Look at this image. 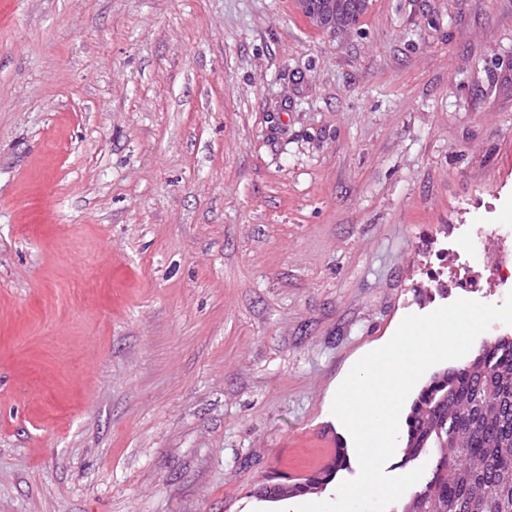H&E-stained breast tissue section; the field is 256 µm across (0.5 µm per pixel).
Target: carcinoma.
I'll list each match as a JSON object with an SVG mask.
<instances>
[{"label": "carcinoma", "mask_w": 512, "mask_h": 512, "mask_svg": "<svg viewBox=\"0 0 512 512\" xmlns=\"http://www.w3.org/2000/svg\"><path fill=\"white\" fill-rule=\"evenodd\" d=\"M399 466L428 460L399 512H512V337L485 341L461 366L434 374L412 401ZM347 450L300 482L263 489L288 499L321 490Z\"/></svg>", "instance_id": "1"}]
</instances>
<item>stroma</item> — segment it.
I'll list each match as a JSON object with an SVG mask.
<instances>
[{
	"label": "stroma",
	"mask_w": 512,
	"mask_h": 512,
	"mask_svg": "<svg viewBox=\"0 0 512 512\" xmlns=\"http://www.w3.org/2000/svg\"><path fill=\"white\" fill-rule=\"evenodd\" d=\"M472 224L512 0H0V512H280ZM297 13L302 15L313 29L329 32L343 31L364 14L370 0H294Z\"/></svg>",
	"instance_id": "stroma-1"
}]
</instances>
